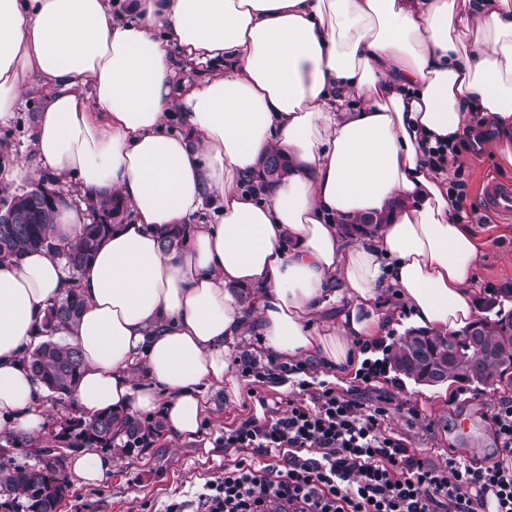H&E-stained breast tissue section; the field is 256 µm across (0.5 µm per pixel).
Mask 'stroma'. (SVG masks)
<instances>
[{"mask_svg": "<svg viewBox=\"0 0 512 512\" xmlns=\"http://www.w3.org/2000/svg\"><path fill=\"white\" fill-rule=\"evenodd\" d=\"M47 91L33 85L15 109L10 124L0 127V165L11 156L22 157L35 170L43 166L33 154L31 136L35 119L46 102ZM450 175H461L467 187L459 214L487 241L477 269L480 317H488V300L512 309V223L480 211L478 199L482 183L493 178L512 183V170L500 166L487 152L461 150ZM321 383L303 379L283 384L272 376L247 377L239 400L206 390L209 405L199 431L191 437L175 438L159 430L149 447L125 453L111 449L112 470L94 486L72 485L57 512H163L173 502L195 501L204 485L224 472L225 463L237 453L225 448V430L261 416L260 399L286 404L318 393ZM343 395L354 396L365 405H381L389 412L391 428L406 439L410 448L428 464L444 465L448 455L465 459L495 460L498 442L491 427V415L503 402L512 401V384L484 385L453 382L448 396L439 386L415 383L393 368L363 380L355 376L343 388Z\"/></svg>", "mask_w": 512, "mask_h": 512, "instance_id": "obj_1", "label": "stroma"}]
</instances>
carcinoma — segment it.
I'll return each instance as SVG.
<instances>
[{
    "mask_svg": "<svg viewBox=\"0 0 512 512\" xmlns=\"http://www.w3.org/2000/svg\"><path fill=\"white\" fill-rule=\"evenodd\" d=\"M258 171L262 184L273 185L288 173V161L278 153L260 159ZM57 209L45 206L37 196H29L21 204L15 223H0V264L19 260L25 253L44 249L63 257L71 275L90 262L100 242L112 225L92 221L83 226L77 241L61 245L54 237ZM164 248L171 249L184 241V230L172 226L161 232ZM83 308L80 295L71 291L48 307L46 333L71 328ZM437 332L411 331L400 338L391 354L390 363L404 375L433 383L448 379L441 361L443 351ZM455 347L459 370L456 381L486 383L490 375L504 365L512 366V310L498 309L495 318L476 321L471 326L448 335ZM32 376L48 391L62 397L72 396L81 373V358L76 348L51 340L42 342L24 356ZM162 423L144 424L124 410L105 411L89 418L70 417L56 424L48 433L30 436L14 431L0 432V448H36L39 464L16 465L9 455H0V494L11 498L14 512H56L60 503L49 485L68 484L62 471L66 458L53 448H121L132 452L147 448Z\"/></svg>",
    "mask_w": 512,
    "mask_h": 512,
    "instance_id": "1",
    "label": "carcinoma"
}]
</instances>
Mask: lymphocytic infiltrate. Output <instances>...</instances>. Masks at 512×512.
<instances>
[{"label": "lymphocytic infiltrate", "mask_w": 512, "mask_h": 512, "mask_svg": "<svg viewBox=\"0 0 512 512\" xmlns=\"http://www.w3.org/2000/svg\"><path fill=\"white\" fill-rule=\"evenodd\" d=\"M387 418L328 387L225 430L239 456L205 484L196 512H483L490 499L512 512L511 403L491 418L499 456L480 466L426 463Z\"/></svg>", "instance_id": "f902f5d3"}]
</instances>
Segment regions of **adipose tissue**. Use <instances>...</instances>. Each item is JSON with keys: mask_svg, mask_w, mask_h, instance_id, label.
Returning a JSON list of instances; mask_svg holds the SVG:
<instances>
[{"mask_svg": "<svg viewBox=\"0 0 512 512\" xmlns=\"http://www.w3.org/2000/svg\"><path fill=\"white\" fill-rule=\"evenodd\" d=\"M33 80L48 91L32 141L45 169L136 219L77 278L43 251L0 265L13 431L43 429L24 356L72 290L78 409L158 416L177 438L205 418L202 389L239 399L252 332L277 362L341 385L393 324L384 289L430 331L477 319L485 243L424 146L481 127L512 169V0H128L120 14L112 0H0V125ZM272 152L291 170L262 189ZM175 224L187 237L168 251Z\"/></svg>", "mask_w": 512, "mask_h": 512, "instance_id": "adipose-tissue-1", "label": "adipose tissue"}]
</instances>
